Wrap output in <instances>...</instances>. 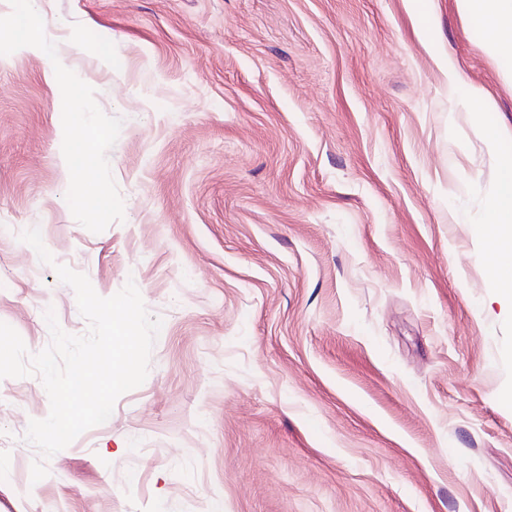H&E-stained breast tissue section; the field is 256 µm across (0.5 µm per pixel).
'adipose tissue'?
I'll return each instance as SVG.
<instances>
[{
    "label": "adipose tissue",
    "mask_w": 512,
    "mask_h": 512,
    "mask_svg": "<svg viewBox=\"0 0 512 512\" xmlns=\"http://www.w3.org/2000/svg\"><path fill=\"white\" fill-rule=\"evenodd\" d=\"M461 12L486 36L489 51L512 57V0H458ZM486 248L500 301L512 305V155L500 158L486 217Z\"/></svg>",
    "instance_id": "obj_1"
}]
</instances>
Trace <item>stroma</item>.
<instances>
[{
    "label": "stroma",
    "instance_id": "35a3bbf8",
    "mask_svg": "<svg viewBox=\"0 0 512 512\" xmlns=\"http://www.w3.org/2000/svg\"><path fill=\"white\" fill-rule=\"evenodd\" d=\"M25 7L0 0V322L32 354L47 309L85 333L62 264L163 324L146 381L49 459L41 380L0 379V512H512L480 239L512 62L457 0H41L51 58L14 40Z\"/></svg>",
    "mask_w": 512,
    "mask_h": 512
}]
</instances>
